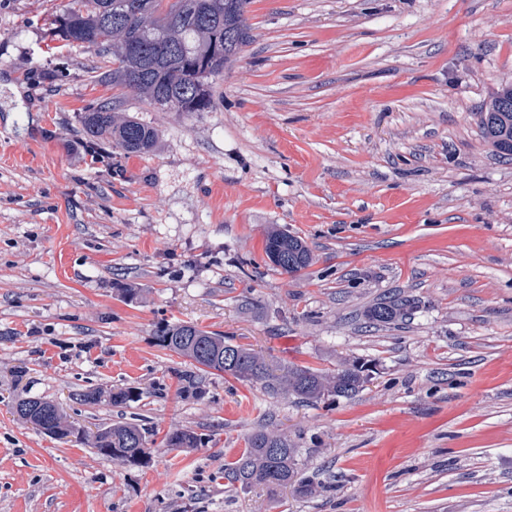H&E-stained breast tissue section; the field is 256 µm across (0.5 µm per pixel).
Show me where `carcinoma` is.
Returning <instances> with one entry per match:
<instances>
[{"label":"carcinoma","mask_w":512,"mask_h":512,"mask_svg":"<svg viewBox=\"0 0 512 512\" xmlns=\"http://www.w3.org/2000/svg\"><path fill=\"white\" fill-rule=\"evenodd\" d=\"M248 4L249 0H70L51 15L49 25L66 44L87 45L102 58L112 57V69L98 74L99 80L130 88L167 112H208L213 108L209 79L224 73V63L246 43ZM478 116L484 139L499 154L512 157V83L500 84ZM81 121L93 146L107 141L127 154H144L156 144L154 129L119 116L110 102L82 113ZM264 252L287 275L297 274L313 260L304 241L277 227L267 231ZM410 307L406 299L377 302L364 316L373 325L385 326ZM154 339L194 366L177 373L184 394L200 393L201 374H228L258 382L272 396L291 394L309 401L326 395L351 398L365 382L362 368L354 362L332 372L273 366L253 349L189 322L165 324ZM16 405L23 422L45 434L63 439L73 433V425L48 401L21 397ZM165 441L171 448L201 444L190 430L173 431ZM93 445L102 455L127 465H140L150 455L147 431L134 423L97 430ZM298 465V449L287 436L260 428L225 465L224 479L244 490L263 486L278 504V491L292 484L300 494L312 493L309 482L297 479Z\"/></svg>","instance_id":"obj_1"}]
</instances>
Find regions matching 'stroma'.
Instances as JSON below:
<instances>
[{
	"label": "stroma",
	"mask_w": 512,
	"mask_h": 512,
	"mask_svg": "<svg viewBox=\"0 0 512 512\" xmlns=\"http://www.w3.org/2000/svg\"><path fill=\"white\" fill-rule=\"evenodd\" d=\"M68 2L0 0V512H512V159L475 116L512 81V0H251L208 112L98 81L46 30ZM115 98L151 152H88L80 115ZM273 225L311 249L298 275L267 259ZM397 298L404 319L366 323ZM177 321L371 378L309 403L224 374L183 395L189 359L154 340ZM92 388L133 398L76 400ZM20 394L87 439L21 423ZM118 421L150 431L145 464L94 450ZM260 426L316 492L277 509L225 481ZM181 429L201 445L168 447ZM410 307L406 299L377 302L364 312V316L373 325L385 326L395 323Z\"/></svg>",
	"instance_id": "stroma-1"
}]
</instances>
